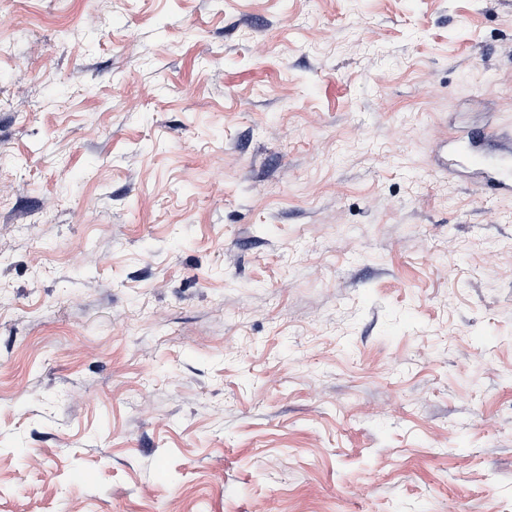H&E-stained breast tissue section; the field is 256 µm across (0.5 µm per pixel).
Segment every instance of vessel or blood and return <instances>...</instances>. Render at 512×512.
<instances>
[{"mask_svg":"<svg viewBox=\"0 0 512 512\" xmlns=\"http://www.w3.org/2000/svg\"><path fill=\"white\" fill-rule=\"evenodd\" d=\"M452 156L487 192L512 191V148H497L488 133L477 132L458 140Z\"/></svg>","mask_w":512,"mask_h":512,"instance_id":"obj_1","label":"vessel or blood"}]
</instances>
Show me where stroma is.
<instances>
[{"label":"stroma","instance_id":"35a3bbf8","mask_svg":"<svg viewBox=\"0 0 512 512\" xmlns=\"http://www.w3.org/2000/svg\"><path fill=\"white\" fill-rule=\"evenodd\" d=\"M512 0H0V512H512ZM453 161L470 170L490 193L512 191V148L496 146L485 132L467 135L456 142ZM500 151L496 156L492 154Z\"/></svg>","mask_w":512,"mask_h":512}]
</instances>
